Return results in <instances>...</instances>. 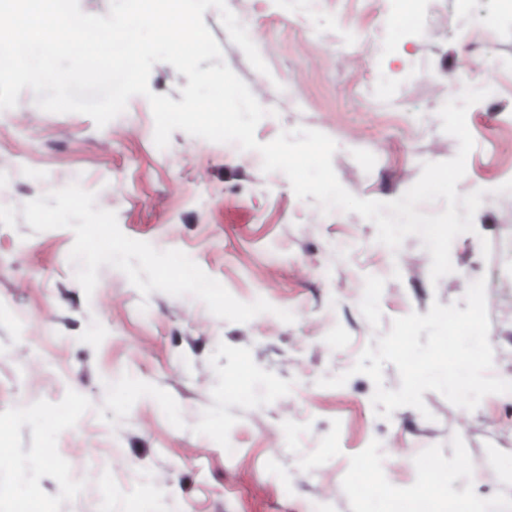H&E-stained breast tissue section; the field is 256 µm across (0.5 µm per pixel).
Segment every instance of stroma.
Instances as JSON below:
<instances>
[{
	"label": "stroma",
	"mask_w": 512,
	"mask_h": 512,
	"mask_svg": "<svg viewBox=\"0 0 512 512\" xmlns=\"http://www.w3.org/2000/svg\"><path fill=\"white\" fill-rule=\"evenodd\" d=\"M238 0L268 73L252 68L217 9L204 14L226 64L255 97L288 87L255 135L319 130L337 144L340 183L389 201L445 161L457 140L438 111L465 87L489 89L467 111L475 147L459 194L483 190L476 230L458 235L454 267L431 281L417 236L399 251L375 225L298 199L257 151L224 152L177 130L154 143L146 97L132 96L104 127L79 113L42 111L31 90L0 111V512H409L443 468L448 494L434 512L475 496L462 463L499 472L487 497L512 512V405L485 396L467 412L424 392L377 417L374 384L351 374L394 318L462 303L463 280L512 278V5L421 0L413 25L399 0ZM78 183L116 212L128 237L179 249L236 299L291 311L246 323L199 299L142 297L124 273L99 270L84 295L69 260L71 229L35 232L25 202ZM489 250H482V241ZM501 371L512 351V297L487 304ZM348 373L339 388L320 378Z\"/></svg>",
	"instance_id": "stroma-1"
}]
</instances>
